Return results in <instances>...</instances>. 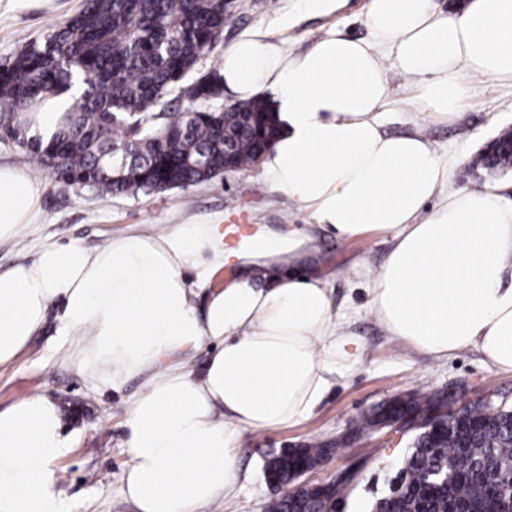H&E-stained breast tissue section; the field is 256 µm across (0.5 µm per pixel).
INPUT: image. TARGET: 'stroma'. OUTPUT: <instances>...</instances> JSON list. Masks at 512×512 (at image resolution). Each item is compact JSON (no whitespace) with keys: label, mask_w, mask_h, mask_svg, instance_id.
Here are the masks:
<instances>
[{"label":"stroma","mask_w":512,"mask_h":512,"mask_svg":"<svg viewBox=\"0 0 512 512\" xmlns=\"http://www.w3.org/2000/svg\"><path fill=\"white\" fill-rule=\"evenodd\" d=\"M83 3L27 0L25 7L19 8L14 0H0V66L12 62L28 42L43 38L77 13ZM367 6L368 0H341L335 11L316 14L299 12L297 0H232L229 22L195 72L202 75L217 69L225 46L245 33L287 40L298 54L331 33L369 38L364 24ZM386 74L395 104L385 115L384 131L394 135L420 132L438 150L458 156L460 162L448 182V191L512 183V173L491 177L468 169L477 150L501 129L512 127V81L467 76L470 96L458 115L429 121L413 111L411 89L405 79L391 67ZM0 164L33 173L40 189L39 211L33 222L24 225L16 238L0 242V269L31 259L49 241H73L91 249L132 231L158 234L212 219L249 229L264 224L275 231L300 228L312 221L308 210L273 189L258 162L224 172L204 184L134 197H102L48 173L34 172L24 149L9 140H0ZM315 236L317 249L308 257L307 266L329 282L334 308L344 318L341 329L361 343L362 355L357 363L338 367L330 375V388L309 418L246 435L242 448L236 451L239 483L225 494L223 502L202 512H266L273 495L264 473L266 460L312 442L339 445L330 461L314 473V480L327 479L336 470L358 463L346 512H367L375 499L387 493L407 440L392 434L384 447L376 433L349 438L350 427L361 414L410 393L443 392L461 403L489 400L512 406V372L485 362L475 350L443 359L418 354L391 340L369 311L368 297L353 273V265L362 258L375 266L382 263L391 246L389 233L343 239L319 229ZM59 327L57 312H50L45 329L33 337L27 349L0 366V408L35 393L47 395L60 405L63 429L74 440L71 452L56 462L66 512H135L121 488L126 412L141 380L130 378L117 393L92 392L66 363L63 352L56 349Z\"/></svg>","instance_id":"obj_1"}]
</instances>
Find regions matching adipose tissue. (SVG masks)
Segmentation results:
<instances>
[{
	"mask_svg": "<svg viewBox=\"0 0 512 512\" xmlns=\"http://www.w3.org/2000/svg\"><path fill=\"white\" fill-rule=\"evenodd\" d=\"M365 23L370 40L332 34L303 55L242 36L224 49L223 85L274 112L263 172L276 190L339 237L391 234L379 267L360 262L354 274L393 339L436 358L474 348L512 371V197L446 192L454 158L421 134H385L381 121L389 65L416 88L415 110L438 119L468 98L465 74L512 80V0H470L458 15L430 0H370ZM38 206L36 181L0 166V241ZM224 236L204 223L92 250L49 242L0 270V366L55 305L67 361L94 392L142 377L122 485L136 512H198L223 499L240 478L245 434L307 419L328 373L361 356L340 331L328 282L299 268L308 233L261 224L230 256ZM232 257L235 275L209 289ZM205 341L212 349L197 371L187 361ZM72 447L50 397L0 409V512H64L54 462Z\"/></svg>",
	"mask_w": 512,
	"mask_h": 512,
	"instance_id": "obj_1",
	"label": "adipose tissue"
}]
</instances>
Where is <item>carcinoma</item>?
<instances>
[{
    "label": "carcinoma",
    "instance_id": "carcinoma-1",
    "mask_svg": "<svg viewBox=\"0 0 512 512\" xmlns=\"http://www.w3.org/2000/svg\"><path fill=\"white\" fill-rule=\"evenodd\" d=\"M230 20L224 0H84L80 12L43 40L28 43L0 68V129L22 143L33 164L59 180L102 196L161 192L214 179L225 157L240 168L266 142L270 107L251 98L222 109L188 107L151 112L223 33ZM80 93L49 142L30 132L44 101L73 86ZM209 72L182 88L192 102L222 94ZM439 393L387 401L362 415L350 436L373 429L378 418L413 415L414 430L399 480L371 512H512V484L500 476L512 464V407L471 403L450 416ZM330 443L303 444L265 465L275 495L267 512H331L345 508L355 477L334 489L296 488V472L330 457Z\"/></svg>",
    "mask_w": 512,
    "mask_h": 512
}]
</instances>
